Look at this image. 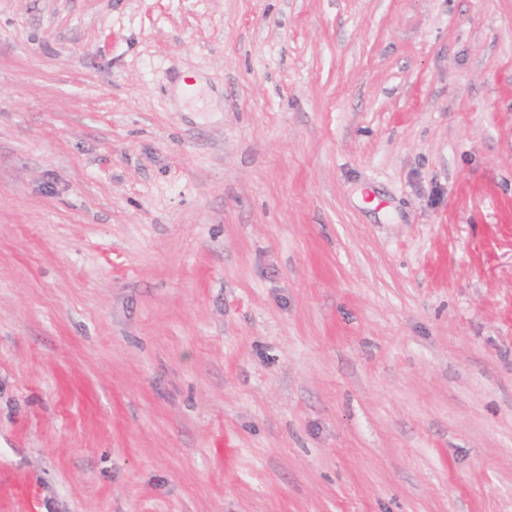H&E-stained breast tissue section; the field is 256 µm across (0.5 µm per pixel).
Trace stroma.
I'll return each mask as SVG.
<instances>
[{
    "mask_svg": "<svg viewBox=\"0 0 512 512\" xmlns=\"http://www.w3.org/2000/svg\"><path fill=\"white\" fill-rule=\"evenodd\" d=\"M0 512H512V0H0Z\"/></svg>",
    "mask_w": 512,
    "mask_h": 512,
    "instance_id": "stroma-1",
    "label": "stroma"
}]
</instances>
